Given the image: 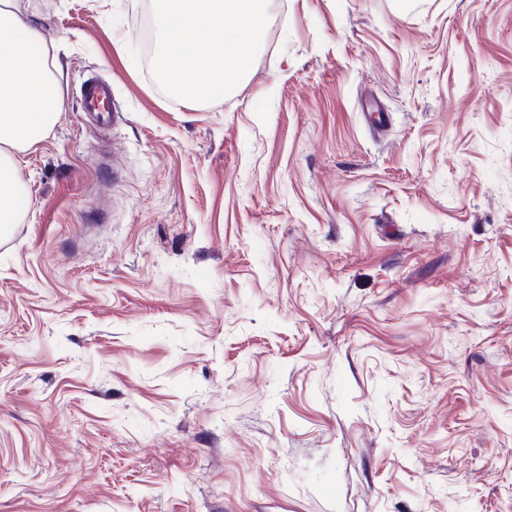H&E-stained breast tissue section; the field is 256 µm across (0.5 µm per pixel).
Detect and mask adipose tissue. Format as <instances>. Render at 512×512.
I'll use <instances>...</instances> for the list:
<instances>
[{
  "label": "adipose tissue",
  "instance_id": "1",
  "mask_svg": "<svg viewBox=\"0 0 512 512\" xmlns=\"http://www.w3.org/2000/svg\"><path fill=\"white\" fill-rule=\"evenodd\" d=\"M49 48L28 0H0V226L20 218L15 153L40 142L65 110Z\"/></svg>",
  "mask_w": 512,
  "mask_h": 512
}]
</instances>
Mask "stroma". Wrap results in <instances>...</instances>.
<instances>
[{
    "label": "stroma",
    "instance_id": "obj_1",
    "mask_svg": "<svg viewBox=\"0 0 512 512\" xmlns=\"http://www.w3.org/2000/svg\"><path fill=\"white\" fill-rule=\"evenodd\" d=\"M31 5L66 110L0 236V512H512V0H273L213 103L150 0ZM81 112L93 119L95 126L108 131L115 126L118 112L112 107V85L106 80L92 75L83 80L80 86Z\"/></svg>",
    "mask_w": 512,
    "mask_h": 512
}]
</instances>
